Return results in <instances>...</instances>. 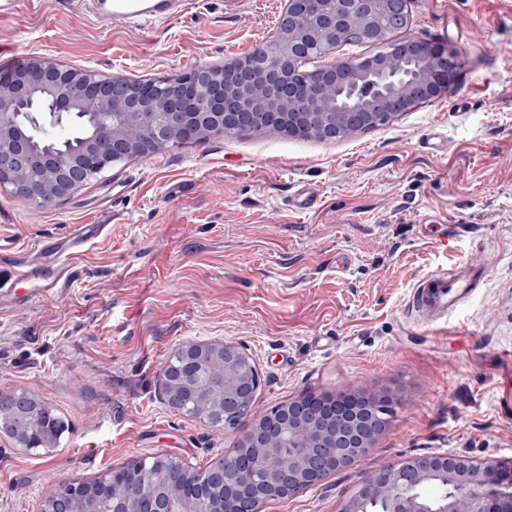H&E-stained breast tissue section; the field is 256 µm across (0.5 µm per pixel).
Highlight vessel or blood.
Instances as JSON below:
<instances>
[{"label": "vessel or blood", "mask_w": 512, "mask_h": 512, "mask_svg": "<svg viewBox=\"0 0 512 512\" xmlns=\"http://www.w3.org/2000/svg\"><path fill=\"white\" fill-rule=\"evenodd\" d=\"M94 19L103 25L117 23L146 27L183 13L187 0H87ZM103 225H76L66 237L38 243L25 270L15 278L0 281V305L16 297L34 298L47 293L71 268V261L82 253ZM482 271L467 261L450 268H438L420 278L412 291L408 313L414 323L431 325L447 319L462 307L475 290Z\"/></svg>", "instance_id": "1"}]
</instances>
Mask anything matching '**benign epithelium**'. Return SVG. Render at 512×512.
<instances>
[{
    "label": "benign epithelium",
    "mask_w": 512,
    "mask_h": 512,
    "mask_svg": "<svg viewBox=\"0 0 512 512\" xmlns=\"http://www.w3.org/2000/svg\"><path fill=\"white\" fill-rule=\"evenodd\" d=\"M373 39L409 26L408 0H286L274 38L220 66H200L156 84L101 78L40 58L0 69V188L47 206L81 187L91 172L224 131L274 129L293 137L333 140L399 119L445 97L457 80V54L448 45L404 36L390 54L304 65L333 53L348 28ZM107 105L119 114L110 127L92 126L70 153L35 148L39 118L61 121L78 111L93 116ZM252 357L233 343H186L159 373L164 402L214 428L245 419L258 388ZM13 408L38 427L13 436L18 450L46 447L49 425L37 399L0 390V410ZM383 398L306 396L278 406L248 430L233 453L205 471L166 455L134 459L76 487L49 490L41 512H258L277 493L316 484L365 454L387 422ZM290 450V459L281 449ZM426 482L449 491L418 495ZM512 512V469L456 455H420L377 468L339 512Z\"/></svg>",
    "instance_id": "benign-epithelium-1"
}]
</instances>
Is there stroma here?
Segmentation results:
<instances>
[{
	"label": "stroma",
	"mask_w": 512,
	"mask_h": 512,
	"mask_svg": "<svg viewBox=\"0 0 512 512\" xmlns=\"http://www.w3.org/2000/svg\"><path fill=\"white\" fill-rule=\"evenodd\" d=\"M283 0H190L138 29L99 26L81 0H12L0 67L32 57L132 80L216 66L274 35ZM408 35L462 67L444 98L339 141L224 132L129 159L40 208L0 189V279L37 243L102 224L49 296L0 308V390L50 407L65 430L21 452L0 435V512H39L51 487L168 455L202 471L246 426L308 394L384 397L370 449L260 512H338L376 467L419 454L512 466V0H410ZM313 193L312 208H295ZM459 238L441 245L434 225ZM345 270H337L339 256ZM484 265L447 322H411L417 279ZM223 340L254 359L245 426L170 409L158 374L179 346Z\"/></svg>",
	"instance_id": "1"
}]
</instances>
